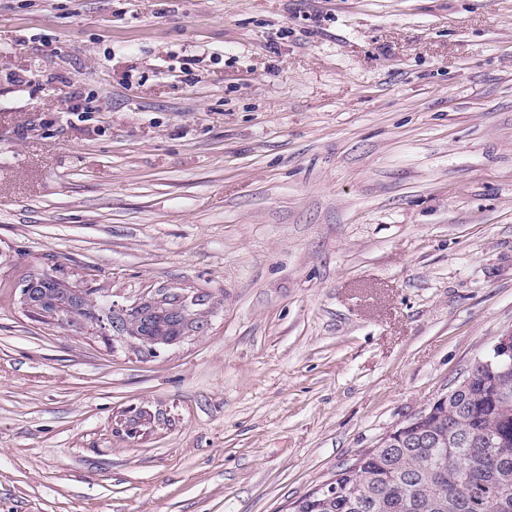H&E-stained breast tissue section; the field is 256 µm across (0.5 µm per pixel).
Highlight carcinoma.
Returning a JSON list of instances; mask_svg holds the SVG:
<instances>
[{"mask_svg":"<svg viewBox=\"0 0 512 512\" xmlns=\"http://www.w3.org/2000/svg\"><path fill=\"white\" fill-rule=\"evenodd\" d=\"M53 303L37 316L89 323L100 305L83 290L68 299L64 274H48ZM183 322H203L175 293L161 294L156 307H132L124 324L153 336H171ZM469 382L447 407L422 423L436 443L427 448L391 447L364 453L341 468L346 491L333 499L306 494L297 512H512V372L491 384L481 362L467 371Z\"/></svg>","mask_w":512,"mask_h":512,"instance_id":"obj_1","label":"carcinoma"}]
</instances>
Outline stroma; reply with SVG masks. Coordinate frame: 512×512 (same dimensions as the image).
<instances>
[{
	"label": "stroma",
	"mask_w": 512,
	"mask_h": 512,
	"mask_svg": "<svg viewBox=\"0 0 512 512\" xmlns=\"http://www.w3.org/2000/svg\"><path fill=\"white\" fill-rule=\"evenodd\" d=\"M507 331L512 0H0V512H289ZM55 273H60V270H53ZM45 276L51 278V288H47L50 291L48 298L55 300L56 303L50 302V305L43 307V312H38L37 316L43 319H53L57 321H64L66 324L71 323H91V319L94 313L99 311L101 305L95 302L90 295L98 293V289L95 290H83L78 289L82 296L78 300L68 299L67 293L70 291L69 283L64 277V273L52 274L48 273ZM161 296L160 304L156 307H132L129 308L125 313L124 324L127 327H135L138 332L150 333L148 335H136L130 336L128 330H120L115 328V323L109 318V311L106 310L99 317V327L104 330H114L118 337H129L138 342V344L148 350L149 352H157L158 349L173 345L179 342L184 337H176L170 339L169 337L175 333V327L178 324L187 322L192 325L195 329H202L204 324L198 317H193L196 314L192 313L191 310L183 308L181 302H179V295L175 293H159Z\"/></svg>",
	"instance_id": "1"
}]
</instances>
